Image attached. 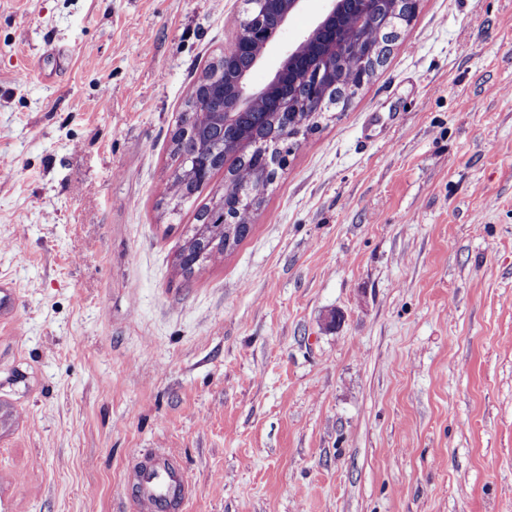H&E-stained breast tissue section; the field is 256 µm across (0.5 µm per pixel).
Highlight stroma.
Returning a JSON list of instances; mask_svg holds the SVG:
<instances>
[{
	"label": "stroma",
	"instance_id": "35a3bbf8",
	"mask_svg": "<svg viewBox=\"0 0 512 512\" xmlns=\"http://www.w3.org/2000/svg\"><path fill=\"white\" fill-rule=\"evenodd\" d=\"M243 0H0V497L130 512H512V0H419L249 236L176 255L171 135ZM171 454L156 450L143 463L135 479L133 509L137 512H174L191 490L181 471L171 462Z\"/></svg>",
	"mask_w": 512,
	"mask_h": 512
}]
</instances>
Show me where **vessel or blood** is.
I'll list each match as a JSON object with an SVG mask.
<instances>
[{
	"mask_svg": "<svg viewBox=\"0 0 512 512\" xmlns=\"http://www.w3.org/2000/svg\"><path fill=\"white\" fill-rule=\"evenodd\" d=\"M191 490L170 453L158 450L143 463L135 479V512H178Z\"/></svg>",
	"mask_w": 512,
	"mask_h": 512,
	"instance_id": "obj_1",
	"label": "vessel or blood"
}]
</instances>
